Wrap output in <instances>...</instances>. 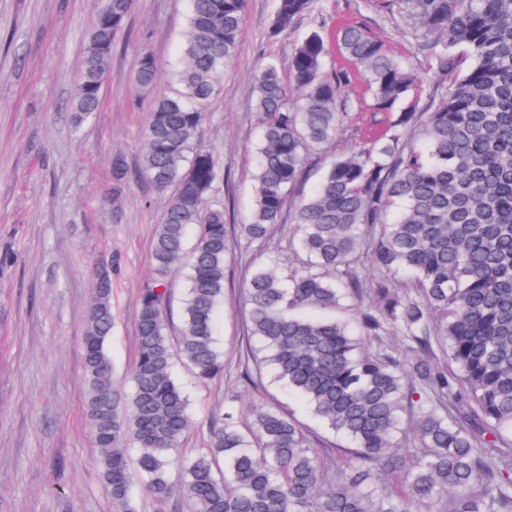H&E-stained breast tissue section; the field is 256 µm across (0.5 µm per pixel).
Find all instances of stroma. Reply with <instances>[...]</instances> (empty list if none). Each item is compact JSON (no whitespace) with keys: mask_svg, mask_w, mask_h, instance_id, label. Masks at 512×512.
Returning a JSON list of instances; mask_svg holds the SVG:
<instances>
[{"mask_svg":"<svg viewBox=\"0 0 512 512\" xmlns=\"http://www.w3.org/2000/svg\"><path fill=\"white\" fill-rule=\"evenodd\" d=\"M276 6L277 0H247L236 54L196 139L224 174L210 200L223 206L230 225L246 222L254 200L259 129L253 75L269 61L287 67L307 33L320 30L330 39L337 22L361 23L395 55L411 59L427 86L435 84L424 69L427 39L403 0H313L311 11L277 36L271 33ZM188 10V0H134L128 27L117 38L101 108L77 127L71 108L94 23L92 0H0V254L11 256L0 266V512H114L86 417L84 326L92 274L116 258L108 352L115 390L129 393L138 293L153 277L151 244L170 198L149 190L135 170L149 102L172 87ZM145 52L160 66L149 93L131 80ZM388 120L369 108L354 111L352 122L290 191L269 238L250 243L232 235L214 331L224 373L201 383L184 361L173 362L191 417L171 465L173 479H181L187 464L205 452L209 420L228 406L243 424L252 404L286 408L307 429L313 448L335 443L305 404L269 376L254 387L240 383L254 344L244 288L257 266L275 262L285 272L301 269L302 254L288 246L293 203L321 180L327 160L358 150L365 132ZM116 155L132 172L117 212L102 194Z\"/></svg>","mask_w":512,"mask_h":512,"instance_id":"obj_1","label":"stroma"}]
</instances>
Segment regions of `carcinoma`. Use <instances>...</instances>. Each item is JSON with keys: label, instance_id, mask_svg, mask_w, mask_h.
Listing matches in <instances>:
<instances>
[{"label": "carcinoma", "instance_id": "1", "mask_svg": "<svg viewBox=\"0 0 512 512\" xmlns=\"http://www.w3.org/2000/svg\"><path fill=\"white\" fill-rule=\"evenodd\" d=\"M313 0H277L272 33L294 28ZM431 38L427 59L444 91L420 110L421 81L365 26L338 29L337 48L374 109L393 118L356 153L333 160L293 212L300 271L266 265L245 288L257 369L298 393L346 445L316 454L304 427L265 404L242 430L213 416L207 451L181 481L170 475L191 420L172 374L224 373L214 317L231 251L223 178L207 152L188 157L235 55L246 0H189L175 80L148 112L138 171L175 187L152 244L154 277L139 291L137 356L126 397L112 388V266L98 267L83 337L86 411L106 493L132 512L131 464L161 501L191 512H512V0H406ZM133 0H94L72 106L79 126L98 112L112 52ZM325 40L302 38L286 83L275 62L255 75L260 131L248 241L280 223L288 190L351 121L349 71H325ZM145 52L132 76L152 89ZM128 182L112 160V208ZM199 236L183 265L189 228ZM187 283L177 347L167 335L170 279ZM351 310L358 333L336 318ZM137 450L130 462L128 447ZM224 472L217 474L218 462Z\"/></svg>", "mask_w": 512, "mask_h": 512}]
</instances>
